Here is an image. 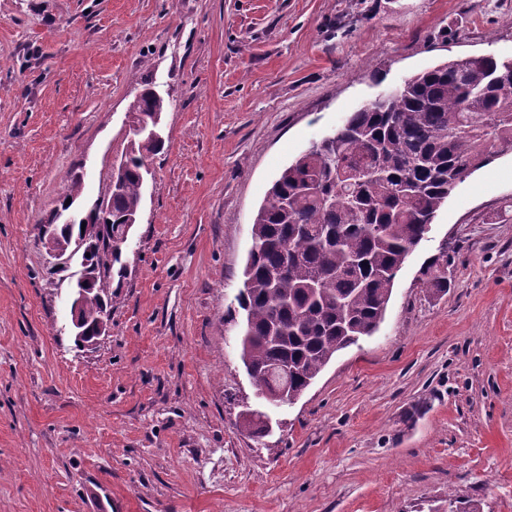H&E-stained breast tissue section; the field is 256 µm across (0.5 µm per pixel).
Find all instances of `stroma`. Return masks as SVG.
I'll list each match as a JSON object with an SVG mask.
<instances>
[{
  "mask_svg": "<svg viewBox=\"0 0 512 512\" xmlns=\"http://www.w3.org/2000/svg\"><path fill=\"white\" fill-rule=\"evenodd\" d=\"M512 60V0H0V512H512V152L460 183L383 323L293 404L227 321L252 224L311 144L406 77ZM167 103L109 335L79 348L38 227L108 190ZM451 286L419 269L440 246ZM271 426L244 431L245 408ZM448 505V507H447ZM483 512L481 500L474 498L465 490L458 489L448 493L446 508H435L431 512Z\"/></svg>",
  "mask_w": 512,
  "mask_h": 512,
  "instance_id": "1",
  "label": "stroma"
}]
</instances>
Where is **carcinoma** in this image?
Returning a JSON list of instances; mask_svg holds the SVG:
<instances>
[{"instance_id": "cac0c4a2", "label": "carcinoma", "mask_w": 512, "mask_h": 512, "mask_svg": "<svg viewBox=\"0 0 512 512\" xmlns=\"http://www.w3.org/2000/svg\"><path fill=\"white\" fill-rule=\"evenodd\" d=\"M164 99L145 89L129 107L138 121L162 116ZM164 142L134 135L119 164L112 226L138 213L148 159ZM512 151V61L457 57L406 78L397 91L351 113L274 182L252 225L254 240L237 296L245 313L241 359L271 403L290 404L332 357L372 336L384 320L394 280L429 232L436 211L467 176ZM106 277H122V255L103 252ZM446 251L420 269L426 287L448 290ZM112 290L95 288L80 306L96 324ZM242 427L266 429L249 411ZM430 512H483L462 489Z\"/></svg>"}]
</instances>
